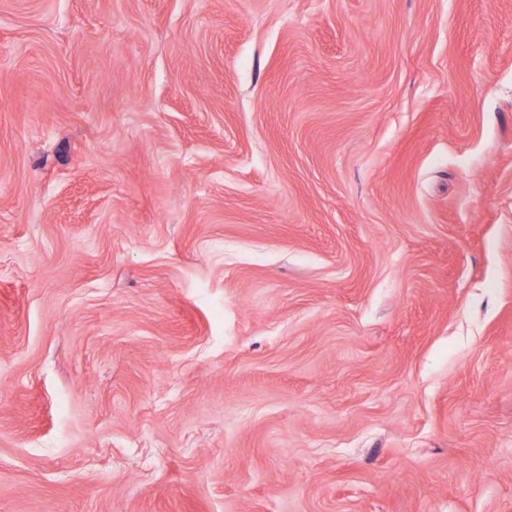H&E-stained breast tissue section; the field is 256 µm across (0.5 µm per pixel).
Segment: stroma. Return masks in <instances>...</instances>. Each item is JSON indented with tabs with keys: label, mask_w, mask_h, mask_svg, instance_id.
<instances>
[{
	"label": "stroma",
	"mask_w": 512,
	"mask_h": 512,
	"mask_svg": "<svg viewBox=\"0 0 512 512\" xmlns=\"http://www.w3.org/2000/svg\"><path fill=\"white\" fill-rule=\"evenodd\" d=\"M0 512H512V0H0Z\"/></svg>",
	"instance_id": "stroma-1"
}]
</instances>
